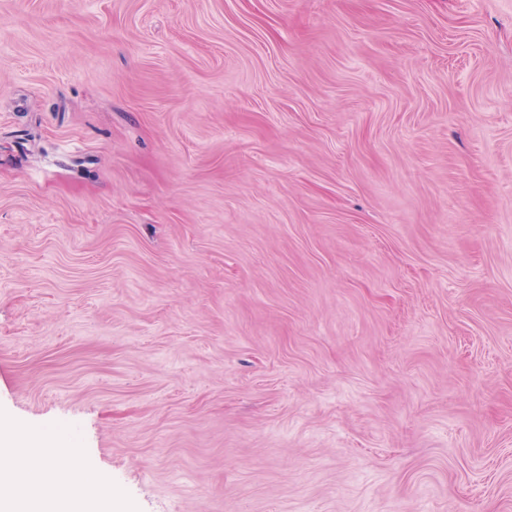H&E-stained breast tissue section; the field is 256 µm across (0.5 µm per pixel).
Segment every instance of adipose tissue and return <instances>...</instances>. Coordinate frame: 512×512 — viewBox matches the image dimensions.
I'll return each instance as SVG.
<instances>
[{"label":"adipose tissue","instance_id":"obj_1","mask_svg":"<svg viewBox=\"0 0 512 512\" xmlns=\"http://www.w3.org/2000/svg\"><path fill=\"white\" fill-rule=\"evenodd\" d=\"M111 502V486L71 449L38 446L28 433L0 425V512H98Z\"/></svg>","mask_w":512,"mask_h":512}]
</instances>
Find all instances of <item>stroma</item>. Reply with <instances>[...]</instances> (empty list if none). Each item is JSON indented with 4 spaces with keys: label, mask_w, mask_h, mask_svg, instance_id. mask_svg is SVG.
<instances>
[{
    "label": "stroma",
    "mask_w": 512,
    "mask_h": 512,
    "mask_svg": "<svg viewBox=\"0 0 512 512\" xmlns=\"http://www.w3.org/2000/svg\"><path fill=\"white\" fill-rule=\"evenodd\" d=\"M0 419L112 512H512V0H0Z\"/></svg>",
    "instance_id": "obj_1"
}]
</instances>
